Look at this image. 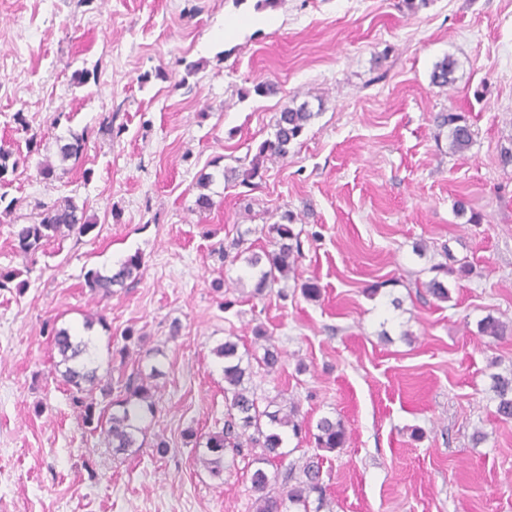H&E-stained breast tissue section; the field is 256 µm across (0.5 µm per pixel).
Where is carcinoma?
I'll return each instance as SVG.
<instances>
[{"label": "carcinoma", "mask_w": 512, "mask_h": 512, "mask_svg": "<svg viewBox=\"0 0 512 512\" xmlns=\"http://www.w3.org/2000/svg\"><path fill=\"white\" fill-rule=\"evenodd\" d=\"M455 61L443 58L434 66L432 83L447 86L454 82ZM316 116L308 105L293 103L284 106L276 118L273 137L262 141L251 160L241 164V171L235 176L241 184L253 185V180L262 177L264 160L272 157H285L288 147L303 134ZM441 128H448L451 150L463 152L473 142V131L466 119L454 112H441L436 116ZM87 134L70 133L67 142L59 146L62 161L77 160L84 153ZM20 163L10 150L0 147V183L13 175ZM213 176L201 179L199 188L203 192L196 198V206L209 210L214 206L212 196L205 192ZM284 223L272 224L268 234L272 235L273 249L263 254L254 253L246 258L248 266L256 270L254 293L261 295L275 284L288 279L301 257L299 234L294 232L293 220L283 217ZM96 224L86 210L70 197L41 205L36 221L16 225L14 242L16 250L23 255L34 254L45 244L58 237L75 235L79 238L88 235ZM143 267L142 255L138 252L128 255L117 267L108 272L90 269L85 273V285L90 292L102 297L112 295V288H120L129 280H135ZM435 276L425 283L426 290L433 297L448 299V287L443 278L448 275V267L439 264L432 267ZM256 339L264 341L262 357L249 350L239 351L237 342L226 339L213 353L224 361V399L226 414L224 427L209 434L204 443V451L196 457L211 477L221 480L224 477L226 457L236 458L248 452L249 464L254 466L250 474L251 489L255 493L254 512H321L327 506L328 485L323 478L324 457L320 451H333L345 446L348 440L347 429L340 419L320 418L315 430L306 429L305 419L299 417V407L292 398L282 397L275 404V410L260 408L259 398L252 384L253 363H258L266 372L272 373L281 363L280 352L263 333H256ZM53 347L57 352L56 366L63 367L61 377L72 391L73 404L80 410L85 426L95 431L101 429L106 447L116 455L125 454L134 448L143 434L142 422L156 411L158 386L154 376L140 373L129 376L121 385L119 396L112 402V413L103 418L94 398L96 390L112 391V384L102 385L103 377L93 366L87 342L68 328L52 329ZM492 390L497 400L496 412L504 420H512V376L499 375L495 378ZM307 430L314 443L313 452H304L301 460L286 468L282 489L272 488L266 466L288 456L286 451L287 434L297 437Z\"/></svg>", "instance_id": "cac0c4a2"}]
</instances>
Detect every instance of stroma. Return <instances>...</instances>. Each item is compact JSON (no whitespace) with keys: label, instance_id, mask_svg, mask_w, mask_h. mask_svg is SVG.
Returning a JSON list of instances; mask_svg holds the SVG:
<instances>
[{"label":"stroma","instance_id":"obj_1","mask_svg":"<svg viewBox=\"0 0 512 512\" xmlns=\"http://www.w3.org/2000/svg\"><path fill=\"white\" fill-rule=\"evenodd\" d=\"M447 56L454 81L433 85ZM261 81L278 93L256 95ZM291 100L316 116L287 156L255 186L224 180ZM448 111L474 132L465 152L434 122ZM82 131L83 157L61 161ZM0 146L24 158L0 185V272L26 283L0 289V512H253L246 458L213 479L186 432L223 428L213 350L259 330L282 366L254 377L258 396L347 427L324 454L333 512H512V421L491 389L512 373V0H0ZM66 197L95 229L17 253L16 225ZM286 213L302 258L254 295L237 249L268 247ZM136 252L138 280L89 292L88 270ZM443 262L445 302L424 288ZM96 314L100 376L161 372L129 455L83 424L55 369L52 326ZM489 315L502 338L479 333Z\"/></svg>","mask_w":512,"mask_h":512}]
</instances>
